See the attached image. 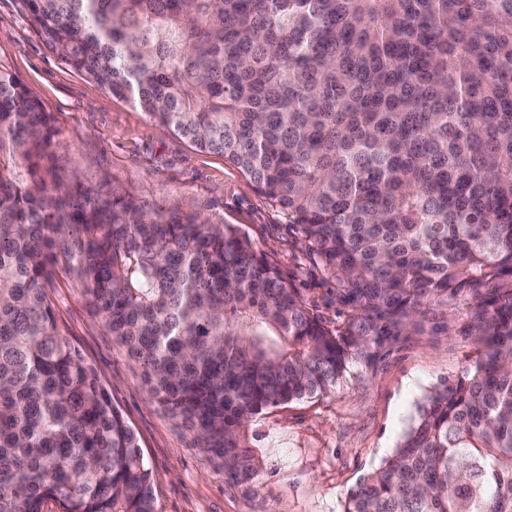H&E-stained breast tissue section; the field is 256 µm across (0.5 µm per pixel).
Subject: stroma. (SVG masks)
Instances as JSON below:
<instances>
[{"mask_svg":"<svg viewBox=\"0 0 512 512\" xmlns=\"http://www.w3.org/2000/svg\"><path fill=\"white\" fill-rule=\"evenodd\" d=\"M0 67L53 112L55 164L66 175L102 194L127 190L147 212L171 209L234 226L298 289L310 313L332 330L347 323L350 310L337 303L334 278L235 166L196 150L66 64L19 0H0ZM47 294L63 335L136 433L158 512H343L348 492L393 451L424 395L463 376L479 352L471 297L425 307L400 336L351 363L326 395L254 416L243 444L257 474L240 483L181 420L151 402L75 271L56 268Z\"/></svg>","mask_w":512,"mask_h":512,"instance_id":"obj_1","label":"stroma"}]
</instances>
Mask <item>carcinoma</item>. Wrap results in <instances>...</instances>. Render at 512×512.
I'll return each instance as SVG.
<instances>
[{"mask_svg": "<svg viewBox=\"0 0 512 512\" xmlns=\"http://www.w3.org/2000/svg\"><path fill=\"white\" fill-rule=\"evenodd\" d=\"M21 3L68 65L248 177L352 314L321 325L229 225L61 175L51 113L0 70V512H157L135 433L58 329L60 262L150 397L245 480L253 416L471 297L483 351L344 512H512V0Z\"/></svg>", "mask_w": 512, "mask_h": 512, "instance_id": "carcinoma-1", "label": "carcinoma"}]
</instances>
